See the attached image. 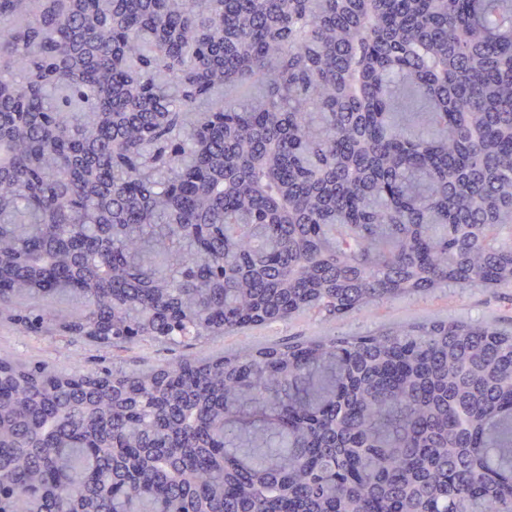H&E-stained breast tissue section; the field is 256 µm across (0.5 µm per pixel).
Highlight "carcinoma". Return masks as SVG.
Masks as SVG:
<instances>
[{
	"label": "carcinoma",
	"mask_w": 512,
	"mask_h": 512,
	"mask_svg": "<svg viewBox=\"0 0 512 512\" xmlns=\"http://www.w3.org/2000/svg\"><path fill=\"white\" fill-rule=\"evenodd\" d=\"M509 284L512 0H0V322L171 348ZM0 483V512H512V332L1 354ZM67 347L65 343L51 336H24L17 330L4 326L0 328V351H10L34 359H46L65 367L70 364L71 354H82L85 366L94 368L101 361V355L107 361L116 362L128 370L142 369L151 365L162 364L178 359L188 353H199V349L163 347H142L130 345L122 349L109 351H95L86 347Z\"/></svg>",
	"instance_id": "obj_1"
}]
</instances>
